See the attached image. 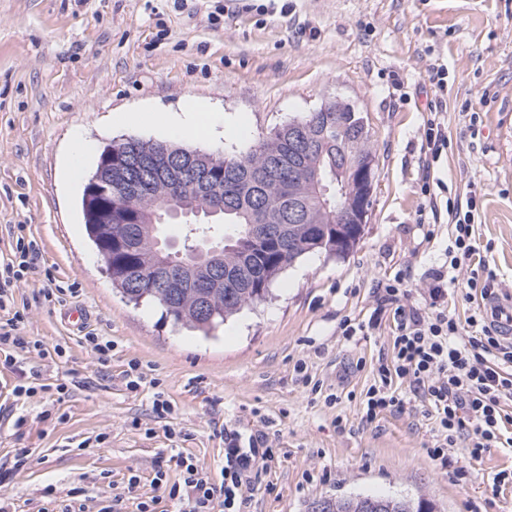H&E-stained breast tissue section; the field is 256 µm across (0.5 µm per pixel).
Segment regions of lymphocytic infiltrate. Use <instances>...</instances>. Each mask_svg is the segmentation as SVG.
Instances as JSON below:
<instances>
[{"mask_svg": "<svg viewBox=\"0 0 512 512\" xmlns=\"http://www.w3.org/2000/svg\"><path fill=\"white\" fill-rule=\"evenodd\" d=\"M478 201L468 194L456 203L454 241L446 252L450 269L468 268L463 284L468 299H489L495 294L496 277L475 245V213ZM35 248L17 240L12 258L0 261V310L9 303L14 283L33 272ZM426 294L433 310L424 312L407 301L404 274L379 289L377 306L368 321L344 323L346 339L368 338L379 330L384 316L393 320L391 355L379 361L373 381L361 402L362 422L375 421L384 412L402 410L405 393L427 401V414L435 434L427 454L446 462L452 448L467 449L470 457H481L491 448H512V342L498 336L494 325L477 316L459 324L438 308L443 271L433 275ZM221 483H212L192 457L176 456L183 477L172 484L169 500L184 512H244L247 492L255 479L277 460L280 449L252 436L248 441L225 439Z\"/></svg>", "mask_w": 512, "mask_h": 512, "instance_id": "lymphocytic-infiltrate-1", "label": "lymphocytic infiltrate"}]
</instances>
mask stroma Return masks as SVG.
<instances>
[{
	"label": "stroma",
	"mask_w": 512,
	"mask_h": 512,
	"mask_svg": "<svg viewBox=\"0 0 512 512\" xmlns=\"http://www.w3.org/2000/svg\"><path fill=\"white\" fill-rule=\"evenodd\" d=\"M0 0V260L17 235L34 242V273L13 289L23 335L63 357L0 361V501L16 512H54L76 500L99 512L121 497V512L162 496L180 481L173 455L193 457L220 483L224 436L264 434L283 449L248 493L246 512H305L334 496L427 498L436 512H512V488L492 478L512 453L488 449L432 461L427 405L360 422L359 395L391 328L345 340V319L369 318L379 281L407 272L408 300L424 305L432 269L441 267L452 221H419L438 205L482 196L476 246L512 295V0ZM448 86L429 80L433 63ZM340 99L366 117L377 180L360 241L343 257L307 256L272 285L269 298L201 332L133 304L112 284L82 216L84 186L101 149L126 137L167 140L135 112H175L194 99L243 127L204 150L236 152L273 128ZM448 145L426 161L431 105ZM88 142L80 179L65 170L75 144ZM49 286L66 290L45 301ZM87 313L84 332L112 341L100 364L84 333L62 315ZM139 363L145 379L127 386ZM305 372H298V364ZM41 375L65 384L61 397L16 398L15 384ZM173 411L158 417L156 393ZM334 402H326V395ZM163 486H155L156 471ZM172 512L173 502L161 503Z\"/></svg>",
	"instance_id": "obj_1"
}]
</instances>
